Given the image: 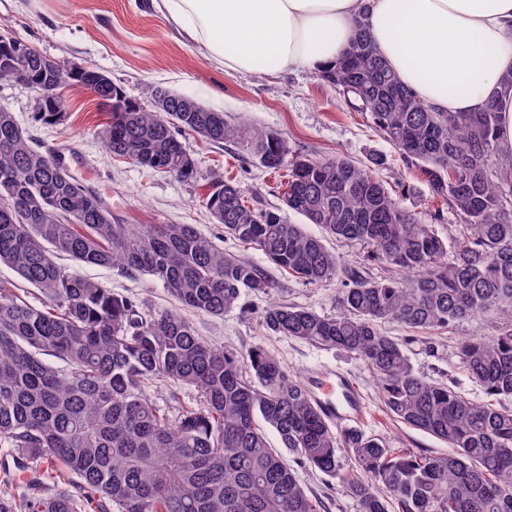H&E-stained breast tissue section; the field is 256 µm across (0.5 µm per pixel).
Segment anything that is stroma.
Masks as SVG:
<instances>
[{"label":"stroma","mask_w":512,"mask_h":512,"mask_svg":"<svg viewBox=\"0 0 512 512\" xmlns=\"http://www.w3.org/2000/svg\"><path fill=\"white\" fill-rule=\"evenodd\" d=\"M0 35L31 45L63 67L96 69L146 108L151 105L145 94L150 84L192 96L208 108L278 133L287 141L292 157L341 156L365 164L373 156H383L386 163L376 168L375 175L395 191L405 208L423 216L435 207L418 168L403 160L371 127L367 116L351 111L320 72L297 70L260 76L219 70L185 34L165 21L155 0H0ZM64 96L60 120L44 121L37 117L38 95L31 87L0 78V109L12 112L41 151L63 157L72 175L111 209L115 221L194 224L225 252L266 266L260 252L225 236L223 225L213 220L202 199L210 182L220 176L243 188L250 207L280 208L283 173L262 167L242 145L217 146L189 131L180 133L179 138L194 159V181L183 182L165 172L112 159L98 136L108 119L106 108L78 86L66 88ZM78 272L111 288L114 294L135 299L145 315L157 316L176 307L162 284L149 278L132 279L97 266H82ZM270 274L278 282L274 297L279 303L307 307L322 315L339 313L338 283L310 284L275 268ZM266 304V298L246 293L239 307L224 317L192 310L185 316L215 347L244 353L255 343H264L291 375L302 378L317 367L339 368L362 396L366 417L361 431L384 438L393 448L447 453L441 441L387 416L375 377L354 355L268 335L260 319ZM493 326V320L484 317L432 333L393 322L382 323L381 328L390 336L408 340V355L419 374L489 404L492 396L460 367L456 343L475 333L492 334ZM294 471L302 486L323 502L324 512H359L338 479L301 465Z\"/></svg>","instance_id":"stroma-1"}]
</instances>
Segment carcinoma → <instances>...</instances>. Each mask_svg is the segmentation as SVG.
<instances>
[{
  "instance_id": "1",
  "label": "carcinoma",
  "mask_w": 512,
  "mask_h": 512,
  "mask_svg": "<svg viewBox=\"0 0 512 512\" xmlns=\"http://www.w3.org/2000/svg\"><path fill=\"white\" fill-rule=\"evenodd\" d=\"M84 68L44 91L58 116L65 86L89 87ZM322 79L418 167L436 197L460 216L446 241L404 208L369 167L347 158H296L283 205L329 236L367 248L366 261L394 275L375 280L342 263L322 239L275 211H256L228 180L203 198L213 218L277 269L310 284L341 285L336 316L268 303V333L360 359L398 422L448 444L445 456L391 448L356 428L333 429L304 383L257 343L217 348L180 312L146 317L57 262L148 276L179 307L214 317L241 293L271 296L275 280L227 254L194 224H116L112 211L58 159L40 151L0 111V264L43 297L0 291V447L31 464L27 491L0 490V512H319L281 452L340 478L359 512H512V410L475 402L417 373L383 321L447 329L496 316L491 336H465L457 357L486 394L512 399V147L499 142L500 115L437 112L402 84L362 21ZM99 137L112 156L183 181L196 179L180 130L212 144L246 147L278 170L288 144L278 134L198 106L161 114L127 99ZM67 364L62 370L54 360ZM178 399L191 386L197 408L177 417L158 407L155 384ZM280 447L271 446L265 428ZM350 459L349 469L341 453Z\"/></svg>"
}]
</instances>
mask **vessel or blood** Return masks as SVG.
<instances>
[{"label":"vessel or blood","mask_w":512,"mask_h":512,"mask_svg":"<svg viewBox=\"0 0 512 512\" xmlns=\"http://www.w3.org/2000/svg\"><path fill=\"white\" fill-rule=\"evenodd\" d=\"M305 386L328 419L339 423L359 420L363 403L344 373L313 370L306 378Z\"/></svg>","instance_id":"vessel-or-blood-1"}]
</instances>
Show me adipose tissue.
<instances>
[{"instance_id":"1","label":"adipose tissue","mask_w":512,"mask_h":512,"mask_svg":"<svg viewBox=\"0 0 512 512\" xmlns=\"http://www.w3.org/2000/svg\"><path fill=\"white\" fill-rule=\"evenodd\" d=\"M219 69L273 74L334 64L363 20L401 82L440 112L501 115L512 147V0H161Z\"/></svg>"}]
</instances>
